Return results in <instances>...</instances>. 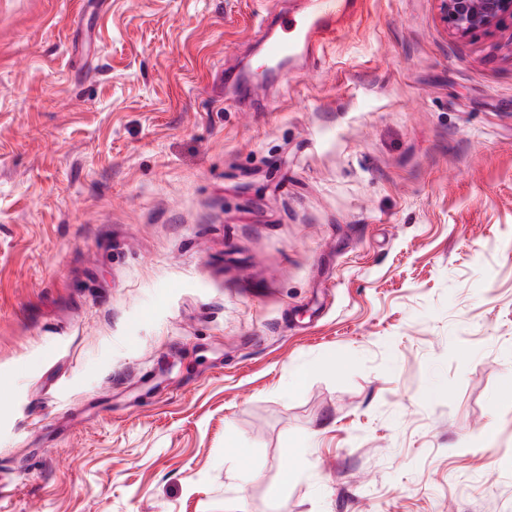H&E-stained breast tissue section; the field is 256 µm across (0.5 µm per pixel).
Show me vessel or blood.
Wrapping results in <instances>:
<instances>
[{
  "instance_id": "obj_1",
  "label": "vessel or blood",
  "mask_w": 512,
  "mask_h": 512,
  "mask_svg": "<svg viewBox=\"0 0 512 512\" xmlns=\"http://www.w3.org/2000/svg\"><path fill=\"white\" fill-rule=\"evenodd\" d=\"M360 0H309L306 11L280 20L267 38L270 60L310 52L332 40L357 13Z\"/></svg>"
}]
</instances>
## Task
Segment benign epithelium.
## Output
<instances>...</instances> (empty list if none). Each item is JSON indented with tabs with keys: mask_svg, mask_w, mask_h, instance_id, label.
I'll return each mask as SVG.
<instances>
[{
	"mask_svg": "<svg viewBox=\"0 0 512 512\" xmlns=\"http://www.w3.org/2000/svg\"><path fill=\"white\" fill-rule=\"evenodd\" d=\"M439 10L446 28L464 38L512 19V0H439Z\"/></svg>",
	"mask_w": 512,
	"mask_h": 512,
	"instance_id": "obj_1",
	"label": "benign epithelium"
}]
</instances>
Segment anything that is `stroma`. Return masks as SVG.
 I'll return each instance as SVG.
<instances>
[{
    "label": "stroma",
    "mask_w": 512,
    "mask_h": 512,
    "mask_svg": "<svg viewBox=\"0 0 512 512\" xmlns=\"http://www.w3.org/2000/svg\"><path fill=\"white\" fill-rule=\"evenodd\" d=\"M0 0V512H512V21ZM306 11L280 20L267 38L271 61L299 51L313 52L332 40L358 12L360 0H309Z\"/></svg>",
    "instance_id": "stroma-1"
}]
</instances>
